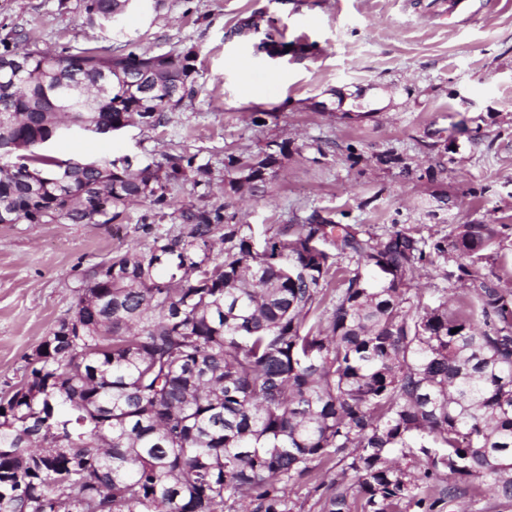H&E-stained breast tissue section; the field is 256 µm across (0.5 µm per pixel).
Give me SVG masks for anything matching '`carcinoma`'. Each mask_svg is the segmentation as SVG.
Listing matches in <instances>:
<instances>
[{"label": "carcinoma", "mask_w": 512, "mask_h": 512, "mask_svg": "<svg viewBox=\"0 0 512 512\" xmlns=\"http://www.w3.org/2000/svg\"><path fill=\"white\" fill-rule=\"evenodd\" d=\"M144 0H79L82 24H117ZM271 25L255 11L231 34ZM194 52L97 45L45 52L0 39V213L13 223L113 224L127 205L208 187L195 156L59 159L76 131L164 126L192 92ZM288 143L224 156V193L275 173ZM160 235L95 265L70 316L0 396V512H442L489 485L512 500V288L473 266L508 263L495 224H453L430 245L409 229L361 233L312 212L257 240L228 205L179 212ZM332 242L336 253L326 249ZM448 263L455 306L412 291ZM374 270L350 272L344 259ZM335 304L316 315L328 293ZM457 332H452V329Z\"/></svg>", "instance_id": "carcinoma-1"}]
</instances>
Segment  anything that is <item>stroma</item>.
Segmentation results:
<instances>
[{
	"label": "stroma",
	"mask_w": 512,
	"mask_h": 512,
	"mask_svg": "<svg viewBox=\"0 0 512 512\" xmlns=\"http://www.w3.org/2000/svg\"><path fill=\"white\" fill-rule=\"evenodd\" d=\"M78 2L0 0V38L23 30L53 52L129 40L156 55L190 50L197 74L165 127L76 134L48 150L156 163L184 153L209 164L213 180L205 191L180 183L170 207L133 203L119 224H0V394L71 315L86 271L177 234L181 205L230 203L258 233L315 210L431 243L453 224H497L512 251V0H166L129 11L109 35L83 26ZM258 9L275 18L277 42L317 54L273 60L254 51L263 33L230 36ZM273 140L288 144L276 175L225 198V153L255 156ZM389 149L403 167L378 163Z\"/></svg>",
	"instance_id": "obj_1"
}]
</instances>
